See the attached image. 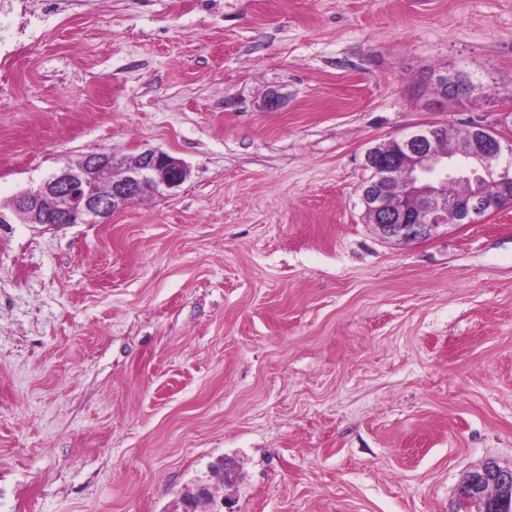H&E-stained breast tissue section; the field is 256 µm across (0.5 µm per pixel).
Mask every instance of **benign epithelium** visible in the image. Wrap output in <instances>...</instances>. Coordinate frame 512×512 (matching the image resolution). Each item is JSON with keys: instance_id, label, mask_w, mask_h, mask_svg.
Instances as JSON below:
<instances>
[{"instance_id": "1", "label": "benign epithelium", "mask_w": 512, "mask_h": 512, "mask_svg": "<svg viewBox=\"0 0 512 512\" xmlns=\"http://www.w3.org/2000/svg\"><path fill=\"white\" fill-rule=\"evenodd\" d=\"M438 82L447 95L470 89L458 74H446ZM434 130H413L393 154L386 145L365 152L364 164L376 161L378 168L361 200L370 223L386 239L423 240L442 225L473 224L500 209L512 189V144L504 135L473 120L462 128L458 145L448 150ZM188 176L184 162L163 151L145 150L132 161L99 152L18 192L11 212L24 224L44 223L49 208L58 224H104L148 191L175 192ZM450 183L462 188L453 199L448 198ZM225 477L224 461L209 465L205 479L186 499L184 512H215L212 490ZM459 500L466 510L477 503V512H512V468L490 462L473 471L459 490Z\"/></svg>"}]
</instances>
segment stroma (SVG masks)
<instances>
[{
  "mask_svg": "<svg viewBox=\"0 0 512 512\" xmlns=\"http://www.w3.org/2000/svg\"><path fill=\"white\" fill-rule=\"evenodd\" d=\"M511 109L512 0H0V206L91 153L191 170L0 224V512H180L219 458L222 512H456L512 467V204L382 239L364 153Z\"/></svg>",
  "mask_w": 512,
  "mask_h": 512,
  "instance_id": "obj_1",
  "label": "stroma"
}]
</instances>
